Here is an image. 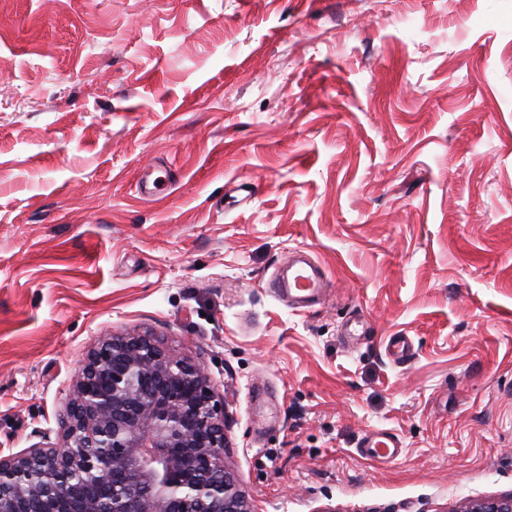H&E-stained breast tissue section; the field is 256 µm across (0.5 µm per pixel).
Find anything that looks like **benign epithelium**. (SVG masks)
Listing matches in <instances>:
<instances>
[{
    "instance_id": "1",
    "label": "benign epithelium",
    "mask_w": 512,
    "mask_h": 512,
    "mask_svg": "<svg viewBox=\"0 0 512 512\" xmlns=\"http://www.w3.org/2000/svg\"><path fill=\"white\" fill-rule=\"evenodd\" d=\"M225 421L199 362L113 333L75 379L62 442L0 448V512H253L226 464ZM459 512H512V496Z\"/></svg>"
}]
</instances>
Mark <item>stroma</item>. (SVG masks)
Returning a JSON list of instances; mask_svg holds the SVG:
<instances>
[{
    "mask_svg": "<svg viewBox=\"0 0 512 512\" xmlns=\"http://www.w3.org/2000/svg\"><path fill=\"white\" fill-rule=\"evenodd\" d=\"M145 331L208 372L255 512L512 495V0H0V446ZM303 260L298 253L289 256L286 275L276 277L270 288L289 299L318 301L327 287L326 273L323 268L316 270L310 262ZM362 453L372 459L388 458L395 460L403 448L402 442L395 433L367 435L362 444Z\"/></svg>",
    "mask_w": 512,
    "mask_h": 512,
    "instance_id": "stroma-1",
    "label": "stroma"
}]
</instances>
